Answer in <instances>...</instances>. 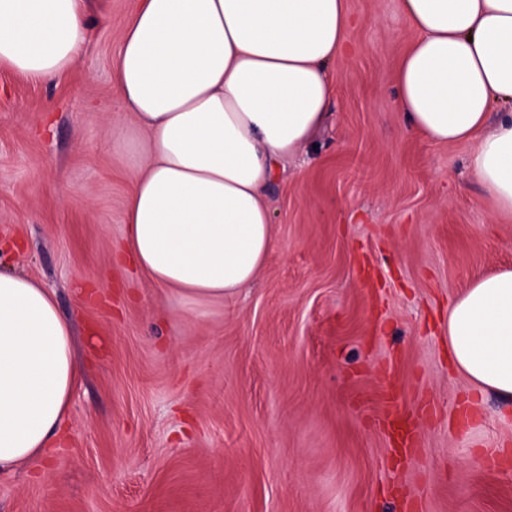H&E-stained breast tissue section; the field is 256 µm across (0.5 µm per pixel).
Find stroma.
<instances>
[{
	"instance_id": "35a3bbf8",
	"label": "stroma",
	"mask_w": 512,
	"mask_h": 512,
	"mask_svg": "<svg viewBox=\"0 0 512 512\" xmlns=\"http://www.w3.org/2000/svg\"><path fill=\"white\" fill-rule=\"evenodd\" d=\"M137 0H89L88 48L44 82L0 68V272L51 288L80 381L67 444L0 475V512H512V414L448 357V305L512 267V216L396 106L399 0H348L327 123L266 193L255 284L188 307L123 256L129 120L112 60ZM420 417L400 461L387 379Z\"/></svg>"
}]
</instances>
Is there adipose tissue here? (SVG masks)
<instances>
[{
  "label": "adipose tissue",
  "instance_id": "adipose-tissue-1",
  "mask_svg": "<svg viewBox=\"0 0 512 512\" xmlns=\"http://www.w3.org/2000/svg\"><path fill=\"white\" fill-rule=\"evenodd\" d=\"M416 38L399 111L512 214V0H399ZM347 0H138L113 61L118 104L143 139L125 254L182 304L223 303L275 246L265 192L324 124L329 69L348 48ZM86 0H0V66L40 80L87 44ZM72 332L37 280L0 272V473L58 440L78 373ZM448 354L474 390L512 408V269L448 306Z\"/></svg>",
  "mask_w": 512,
  "mask_h": 512
}]
</instances>
